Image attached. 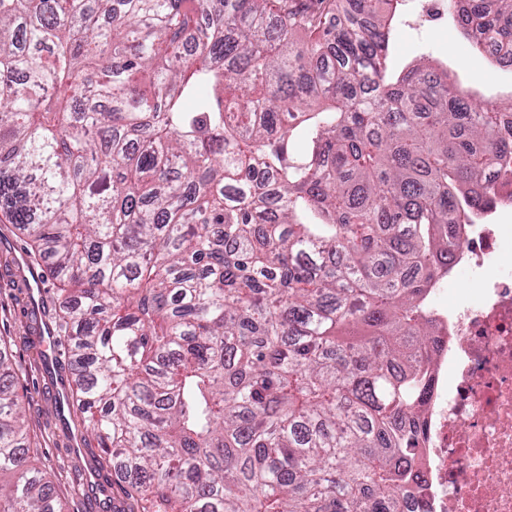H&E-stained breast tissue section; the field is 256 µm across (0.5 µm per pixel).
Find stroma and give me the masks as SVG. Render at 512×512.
<instances>
[{
    "mask_svg": "<svg viewBox=\"0 0 512 512\" xmlns=\"http://www.w3.org/2000/svg\"><path fill=\"white\" fill-rule=\"evenodd\" d=\"M413 9V0H406L393 36V68H402L419 57H429L447 62L452 78L479 87L486 95L494 97L512 90V69H494L477 54H456L458 35L438 29L410 28ZM19 243V238L0 224V336L10 338L14 368L27 389V418L30 430L40 444L43 469L67 512H85L84 484L89 472L78 465L73 451L66 448L64 424L55 409L60 387L53 384L44 371L38 358L39 345L28 340L23 318L8 302L17 283L28 273L26 266L13 262L11 249Z\"/></svg>",
    "mask_w": 512,
    "mask_h": 512,
    "instance_id": "obj_1",
    "label": "stroma"
}]
</instances>
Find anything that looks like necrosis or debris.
<instances>
[{"instance_id": "1", "label": "necrosis or debris", "mask_w": 512, "mask_h": 512, "mask_svg": "<svg viewBox=\"0 0 512 512\" xmlns=\"http://www.w3.org/2000/svg\"><path fill=\"white\" fill-rule=\"evenodd\" d=\"M512 225L465 227L477 297L433 310L439 349L420 467L427 512H512Z\"/></svg>"}]
</instances>
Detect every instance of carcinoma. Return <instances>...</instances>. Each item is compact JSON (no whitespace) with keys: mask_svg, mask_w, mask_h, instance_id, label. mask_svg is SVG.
Returning a JSON list of instances; mask_svg holds the SVG:
<instances>
[{"mask_svg":"<svg viewBox=\"0 0 512 512\" xmlns=\"http://www.w3.org/2000/svg\"><path fill=\"white\" fill-rule=\"evenodd\" d=\"M403 0H0V223L45 263L100 512H403L427 304L512 176V103ZM512 60V0H448ZM0 336V512H64ZM414 0H406L401 21L393 36L391 66L401 69L415 57H430L448 62V73L464 84L479 87L487 96L505 98L512 90L511 70L495 69L477 54L457 55L456 45L461 44L452 21L447 19L444 30H415L408 26L414 9ZM448 27L452 34L448 35ZM495 74V77L493 76Z\"/></svg>","mask_w":512,"mask_h":512,"instance_id":"obj_1","label":"carcinoma"}]
</instances>
